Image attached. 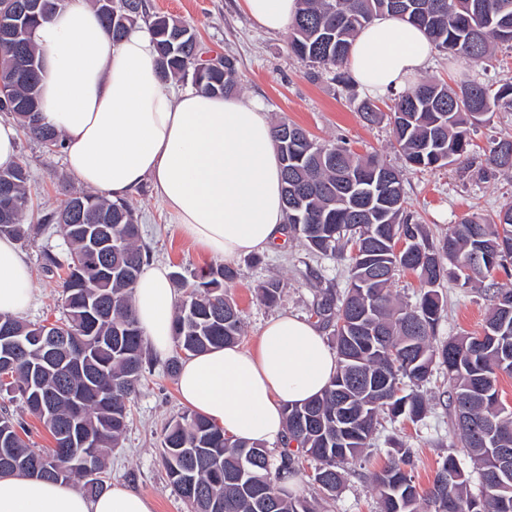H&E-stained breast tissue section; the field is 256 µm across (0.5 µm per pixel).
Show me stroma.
I'll return each instance as SVG.
<instances>
[{
  "mask_svg": "<svg viewBox=\"0 0 512 512\" xmlns=\"http://www.w3.org/2000/svg\"><path fill=\"white\" fill-rule=\"evenodd\" d=\"M152 13L177 18L194 28L203 53L229 55L237 61L238 94L263 102L271 121L295 122L319 141L344 139L361 155H377L402 169L405 208L423 224L430 239L439 240L457 222L468 216L488 218L504 204L512 202V174L493 171L486 154L493 142L512 136V112H500L491 121L474 128L473 147L468 159L433 171L406 168L387 119L367 122L358 108L367 93L357 84L343 87L328 76L313 79L308 68L290 51L287 33L270 34L242 15L235 0H149ZM512 75V50L497 49L490 61L448 59L432 52L425 71L414 82L439 79L454 83L468 77L486 84ZM20 161L29 173L27 192L32 209L26 223L51 213L80 184L64 163L62 152H51L27 134L19 136ZM141 229L140 244L152 261L167 264L171 271L190 274L212 264L172 224L161 200L145 185L130 198ZM33 274L35 301L25 319L31 323L55 321L63 315L59 281L41 268L44 250L62 252L60 234L41 233L19 241ZM235 281L224 292L243 312L241 347L253 346L261 326L269 317L288 312L311 317L325 292L342 293L348 278V263L312 252L298 236H290L286 246L273 252L249 254L233 262ZM279 282L282 292L275 305L260 298L266 282ZM445 312L438 326L439 339L480 333L492 306L484 286L463 287L445 282ZM442 371H434L425 388L430 408L422 421L410 422L380 415L377 431L361 458L347 465L345 482L336 495L324 494L310 475L314 461L304 463L305 472L293 487L297 496L314 503L318 512H380V502L372 484L379 471L402 444L411 452L409 470L417 486L428 487L448 454L462 455L460 436L446 390ZM178 379L167 372L166 361L148 355L139 392L131 404V416L119 446L109 456L107 475L147 498L153 512H190L170 487L162 466L164 428L185 413Z\"/></svg>",
  "mask_w": 512,
  "mask_h": 512,
  "instance_id": "obj_1",
  "label": "stroma"
}]
</instances>
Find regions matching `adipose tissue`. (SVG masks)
<instances>
[{
	"instance_id": "obj_1",
	"label": "adipose tissue",
	"mask_w": 512,
	"mask_h": 512,
	"mask_svg": "<svg viewBox=\"0 0 512 512\" xmlns=\"http://www.w3.org/2000/svg\"><path fill=\"white\" fill-rule=\"evenodd\" d=\"M237 3L270 33L284 31L297 10V0ZM34 40L43 63L42 119L60 133L67 168L81 185L114 202L151 185L197 249L227 262L286 237L281 167L261 106L175 90L158 75L149 28L113 41L89 0H69ZM430 52L420 29L383 16L357 34L348 69L361 88L381 94L405 87ZM34 300L24 254L0 236V315L22 317ZM177 304L161 263L132 290L134 315L158 356L170 350ZM336 371L321 330L281 313L252 349L226 346L186 359L178 386L183 402L226 436L273 445L285 439L286 407L322 394ZM0 512H152V505L118 484L90 496L64 482L1 474Z\"/></svg>"
}]
</instances>
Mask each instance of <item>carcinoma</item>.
<instances>
[{
  "instance_id": "1",
  "label": "carcinoma",
  "mask_w": 512,
  "mask_h": 512,
  "mask_svg": "<svg viewBox=\"0 0 512 512\" xmlns=\"http://www.w3.org/2000/svg\"><path fill=\"white\" fill-rule=\"evenodd\" d=\"M0 0V27L21 26V39L0 45V112L16 116L23 129L47 150L62 147L56 130L41 122L40 64L33 33L67 0ZM104 31L119 41L147 15V0H93ZM289 25L291 52L315 74L346 83V62L356 34L379 16L413 24L430 44L451 58L490 59L492 43L512 48V0H298ZM161 77L182 78L209 94L236 92V60L224 57L216 68L201 67L197 36L184 22L154 15L149 22ZM390 125L405 162L419 170L452 165L470 152V127L496 112H512V77L493 87L463 79L450 87L426 81L393 94ZM283 172V203L288 230L328 259L348 260V280L340 295L325 294L314 308L333 328L338 370L325 392L285 409L288 439L299 454L274 462L260 444L232 439L206 417L184 413L170 421L162 459L175 494L191 512H316L305 499L276 486L281 472L300 470L299 455L319 463L314 481L333 495L343 468L356 460L377 430L378 416L425 418V384L438 366L448 376L451 404L462 447L481 476L471 494L469 478L453 455L438 467L431 486L419 488L406 470L410 451L400 448L372 476L381 512H512V408L499 397L503 372L512 373V289H493V307L478 335L437 339L445 310L439 287L455 267V280L467 285L497 271L512 276V203L490 219H462L434 243L404 206L402 174L374 156L362 158L340 142L320 143L288 120L272 127ZM491 168L512 173V138L488 151ZM10 180L13 205L0 204V235L18 240L58 225L67 250L47 252L43 268L61 277L64 312L51 327L0 315L11 335L0 336V387L18 392L27 411L51 434L54 447L36 451L10 416L0 415V473L80 482L91 493L106 489L110 449L118 446L130 420L131 400L144 370L146 339L133 313L131 295L147 253L138 245L139 224L125 201L76 193L59 211L23 223L30 208L28 172L18 164L0 170ZM107 224L113 249L98 259L87 254L82 228ZM407 246L400 250V241ZM112 266V275L99 269ZM470 268L465 274L462 268ZM400 271L417 275L423 288L413 306H397L388 284ZM237 270L209 266L188 282L177 307L173 336L178 352L168 363L178 374L181 360L233 345L243 322L224 284ZM61 332L68 343L49 362L36 333ZM457 478L448 479L450 472Z\"/></svg>"
}]
</instances>
